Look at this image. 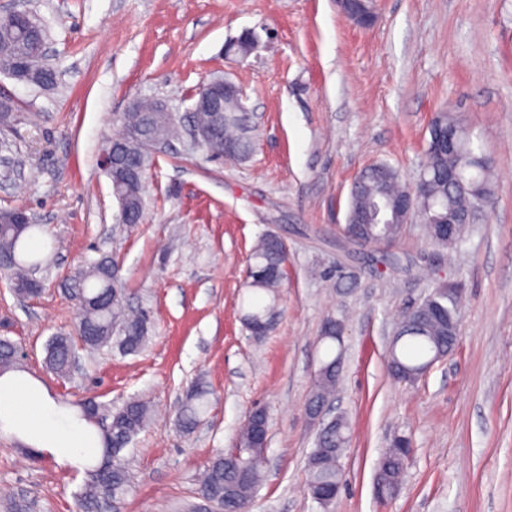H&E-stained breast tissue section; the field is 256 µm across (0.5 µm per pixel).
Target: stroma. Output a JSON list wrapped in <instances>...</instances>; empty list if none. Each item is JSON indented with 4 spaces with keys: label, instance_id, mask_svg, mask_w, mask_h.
<instances>
[{
    "label": "stroma",
    "instance_id": "35a3bbf8",
    "mask_svg": "<svg viewBox=\"0 0 512 512\" xmlns=\"http://www.w3.org/2000/svg\"><path fill=\"white\" fill-rule=\"evenodd\" d=\"M11 11L46 28L60 81L43 90L0 73L17 106L0 125V212L25 208L56 249L34 297L15 296L0 274V337L68 415L89 397L150 404L125 452L133 480L121 512L193 498L198 472L255 406L269 439L251 512H512V0H377L369 27L337 0H0V15ZM246 31L256 49L226 54ZM219 76L246 97L253 154L215 159L189 138L167 143L146 172L142 223L119 227L100 156L122 115L154 100L188 122L201 84ZM444 107L491 159V208L450 251L409 221L393 265L346 242L355 178L385 162L414 183ZM268 232L288 260L275 327L257 338L240 307L249 253ZM103 255L116 257L129 304L149 313L152 341L137 355L81 353V371L59 377L44 358L51 336L74 329L68 279ZM440 280L462 289L458 344L416 382L397 381L386 355L398 319ZM328 317L344 326L332 412L350 442L324 509L306 491L317 434L307 407ZM198 384L209 405L187 433L178 417ZM398 436L412 454L383 503L375 473ZM82 478L0 435V495L75 512Z\"/></svg>",
    "mask_w": 512,
    "mask_h": 512
}]
</instances>
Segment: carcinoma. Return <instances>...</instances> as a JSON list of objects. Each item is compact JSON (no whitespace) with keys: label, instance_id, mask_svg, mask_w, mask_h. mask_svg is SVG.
Wrapping results in <instances>:
<instances>
[{"label":"carcinoma","instance_id":"carcinoma-1","mask_svg":"<svg viewBox=\"0 0 512 512\" xmlns=\"http://www.w3.org/2000/svg\"><path fill=\"white\" fill-rule=\"evenodd\" d=\"M255 34L248 32L228 46L227 51L242 58L250 54ZM30 43L25 30L0 24V62L25 53ZM122 128L127 133L126 152L122 165L137 173L147 171L150 155L139 150V141L160 136L173 138L178 134L175 120L152 102L138 104L125 113ZM450 130L456 138V148L448 152L444 148H433L427 142L425 179L426 193L418 200L428 224L424 225L427 241L441 246L443 238L437 236V221L448 222V216L461 214L471 209L474 198L468 190L478 188L490 194L488 173L489 160L476 152L473 133L462 119L442 110L435 113L429 136L436 129ZM224 141L234 147V158H248L255 146L253 127L249 125L248 113L240 101H226L224 112ZM120 211L129 213L130 219L143 218L145 186L139 179L120 184ZM398 173L386 164H377L364 169L356 178L350 193L349 210L362 216L367 222L365 242L373 247L389 246L398 241L402 228L395 222L381 223L379 209L391 208L392 203L404 192ZM44 232L40 224H1L0 254L13 259L3 269L14 284L25 287L33 279V271L44 267L46 259L31 247V241ZM286 249L279 243L261 236L249 257L252 273L247 278L251 295L241 307L246 327L254 331L264 326V332L273 329L276 301L282 287ZM102 259L90 260L86 266L69 279V293L80 305L76 334L58 332L50 338L46 347V367L62 377L70 376L69 363L77 346L88 352L105 348L115 349L124 355L142 352L148 341L149 317L143 310H132L127 305L126 292L119 276L113 269L108 276L102 270ZM435 300L455 295V301L441 316L433 307L424 303L406 313L400 322L398 336L389 347L388 364L404 368L411 373V381L422 377L434 359L444 353L451 343L448 326L458 323V309L462 297L455 289L443 284L436 288ZM320 343L326 352L319 361L313 377L310 405L318 407L328 401L336 391V372L342 361V348L333 331H322ZM15 345L0 339V375L19 369L14 357ZM209 403L208 393L201 387L193 388L181 410L179 423L186 431H192ZM151 410L147 402L129 398L120 405H103L93 399L79 404L78 417L94 425L101 445V456L96 464L85 467L84 477L76 495V512H115L114 505L121 503L131 484V475L124 455L127 447L144 429L150 420ZM348 422L341 419L333 431L321 438V446L313 448L308 462V492L312 499L321 502L320 492L336 490L341 485L340 458L332 448H345L349 444ZM254 424L248 417L241 427L236 443L238 456L233 461H224L221 453L205 465L196 490V497L211 500L219 512H231L241 506L251 505L261 483L260 464L264 454L252 447ZM406 458L396 445L383 455L376 481L381 494L388 496L401 482ZM0 512H32V502L23 496H8L0 499Z\"/></svg>","mask_w":512,"mask_h":512}]
</instances>
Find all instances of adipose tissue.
<instances>
[{"label": "adipose tissue", "instance_id": "adipose-tissue-1", "mask_svg": "<svg viewBox=\"0 0 512 512\" xmlns=\"http://www.w3.org/2000/svg\"><path fill=\"white\" fill-rule=\"evenodd\" d=\"M0 433L17 436L71 465L80 463L96 446L87 425L67 417L21 372L0 376Z\"/></svg>", "mask_w": 512, "mask_h": 512}]
</instances>
